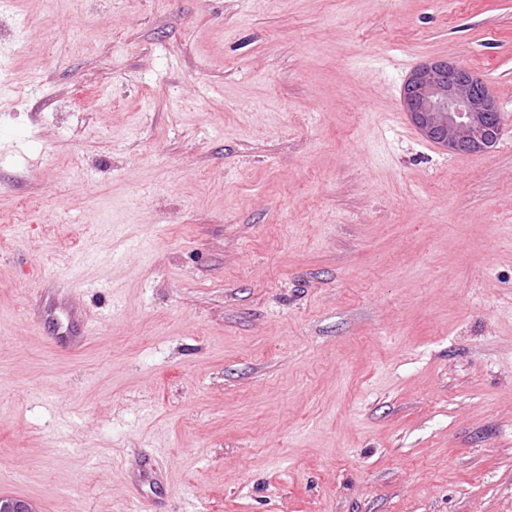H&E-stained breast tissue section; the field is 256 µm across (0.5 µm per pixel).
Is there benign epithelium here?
I'll return each mask as SVG.
<instances>
[{
    "label": "benign epithelium",
    "instance_id": "benign-epithelium-1",
    "mask_svg": "<svg viewBox=\"0 0 512 512\" xmlns=\"http://www.w3.org/2000/svg\"><path fill=\"white\" fill-rule=\"evenodd\" d=\"M402 97L418 131L451 152L486 150L498 141L501 113L493 93L456 60L435 59L414 69Z\"/></svg>",
    "mask_w": 512,
    "mask_h": 512
}]
</instances>
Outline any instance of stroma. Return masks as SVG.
I'll list each match as a JSON object with an SVG mask.
<instances>
[{"label":"stroma","instance_id":"obj_1","mask_svg":"<svg viewBox=\"0 0 512 512\" xmlns=\"http://www.w3.org/2000/svg\"><path fill=\"white\" fill-rule=\"evenodd\" d=\"M1 497L512 512V0H0ZM402 97L418 131L448 151L477 152L498 141L501 113L493 93L456 60L435 59L414 69Z\"/></svg>","mask_w":512,"mask_h":512}]
</instances>
